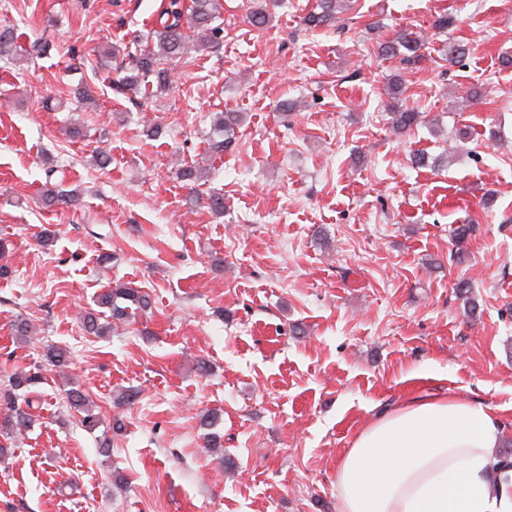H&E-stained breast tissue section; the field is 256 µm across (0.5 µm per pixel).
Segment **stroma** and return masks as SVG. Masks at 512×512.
Returning <instances> with one entry per match:
<instances>
[{
  "label": "stroma",
  "mask_w": 512,
  "mask_h": 512,
  "mask_svg": "<svg viewBox=\"0 0 512 512\" xmlns=\"http://www.w3.org/2000/svg\"><path fill=\"white\" fill-rule=\"evenodd\" d=\"M222 3L217 47L167 62L168 87L122 96L100 49L132 50L168 0H0V30L22 48L0 59V238L14 270L0 279V376L50 346L70 358L0 457V512H338L341 453L427 394L489 406L512 445V0H356L314 31L316 0H279L261 30L248 16L263 0ZM403 29L427 37L407 69L378 53ZM450 43L466 48L453 64ZM393 74L425 114L402 136ZM84 85L94 101L80 106ZM219 112L244 121L214 156ZM194 164L203 180L178 179ZM49 180L78 206L43 205ZM461 224L474 231L459 246ZM45 228L57 236L44 247ZM116 280L147 291L151 310L87 334L82 313ZM19 317L30 343L13 334ZM70 384L97 428L67 406ZM65 398L70 408L83 414L82 423L89 429L95 428L101 418L93 411V406L89 402L88 396L80 388L72 386L65 391Z\"/></svg>",
  "instance_id": "35a3bbf8"
}]
</instances>
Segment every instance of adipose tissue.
Masks as SVG:
<instances>
[{"mask_svg":"<svg viewBox=\"0 0 512 512\" xmlns=\"http://www.w3.org/2000/svg\"><path fill=\"white\" fill-rule=\"evenodd\" d=\"M503 428L482 403L412 399L375 419L336 469L339 512H512Z\"/></svg>","mask_w":512,"mask_h":512,"instance_id":"adipose-tissue-1","label":"adipose tissue"}]
</instances>
